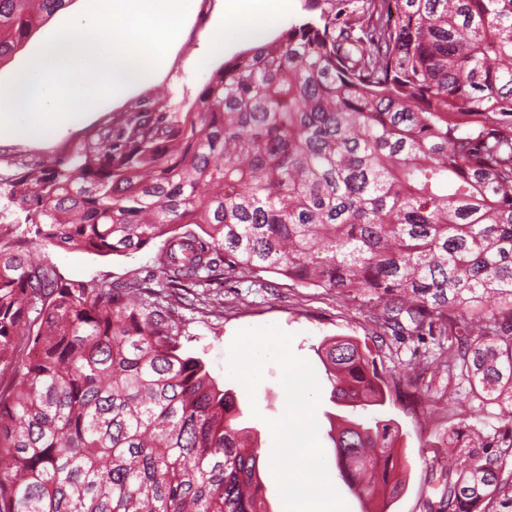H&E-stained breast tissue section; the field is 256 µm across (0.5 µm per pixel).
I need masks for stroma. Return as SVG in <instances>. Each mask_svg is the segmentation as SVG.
<instances>
[{
    "label": "stroma",
    "mask_w": 512,
    "mask_h": 512,
    "mask_svg": "<svg viewBox=\"0 0 512 512\" xmlns=\"http://www.w3.org/2000/svg\"><path fill=\"white\" fill-rule=\"evenodd\" d=\"M221 19V0H202L197 17L190 23L186 38L159 81L131 94L129 100L112 107L124 112L130 102L145 100L167 103L171 111L184 112L196 103L199 91L210 74L245 50V43L225 37L223 47L210 49L203 32ZM102 112L89 113L77 126L58 132L43 142L31 143L0 133V168L7 161L23 157L50 165L79 144L87 131L101 121ZM7 207L8 224L0 226V240L13 248L39 253L52 265L62 281H115L151 283L156 273L160 242H153L129 256H99L43 244L30 225L21 223L17 208ZM206 302L175 301V320L180 323V342L188 354L201 359L210 374L225 388L234 391L242 404L256 402L259 417L250 418L256 430L264 464L260 476L270 512H285L272 471L274 439L268 420L285 411V390L280 369L274 363L264 367V379L255 395L228 374L229 346L237 331L277 326L293 336L292 350L314 370L320 387V404L315 412L319 440L328 470H335L336 457L328 437L330 418L337 411L330 399V386L317 353L323 339L350 336L366 342L380 374L392 389L381 408V418L395 419L401 427L399 451L409 469L407 486L390 512H447L446 491L454 474L448 463V443L454 436L473 443L477 436H492L490 426L481 423L475 403L458 398L448 402V376L438 372L424 358L426 344L413 336L384 335L363 299L342 298L324 288H304L275 274L257 283L243 277H216L205 289Z\"/></svg>",
    "instance_id": "stroma-1"
}]
</instances>
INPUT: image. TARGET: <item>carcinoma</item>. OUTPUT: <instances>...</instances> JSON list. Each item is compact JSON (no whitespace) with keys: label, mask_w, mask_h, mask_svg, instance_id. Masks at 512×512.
Returning a JSON list of instances; mask_svg holds the SVG:
<instances>
[{"label":"carcinoma","mask_w":512,"mask_h":512,"mask_svg":"<svg viewBox=\"0 0 512 512\" xmlns=\"http://www.w3.org/2000/svg\"><path fill=\"white\" fill-rule=\"evenodd\" d=\"M68 0H0V63ZM307 15L204 82L136 102L0 188L41 241L123 256L163 240L157 289L69 282L0 245V512H269L237 396L180 343L169 290L218 269L355 291L429 336L453 394L499 425L450 512H512V0H305ZM337 478L405 486L390 382L324 341Z\"/></svg>","instance_id":"1"}]
</instances>
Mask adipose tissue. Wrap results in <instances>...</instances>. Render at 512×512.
I'll return each mask as SVG.
<instances>
[{"label": "adipose tissue", "mask_w": 512, "mask_h": 512, "mask_svg": "<svg viewBox=\"0 0 512 512\" xmlns=\"http://www.w3.org/2000/svg\"><path fill=\"white\" fill-rule=\"evenodd\" d=\"M288 0H224L221 22L207 32L212 45L224 43L226 33L240 39L254 38L261 29L272 27L285 10Z\"/></svg>", "instance_id": "ef3b65f1"}]
</instances>
